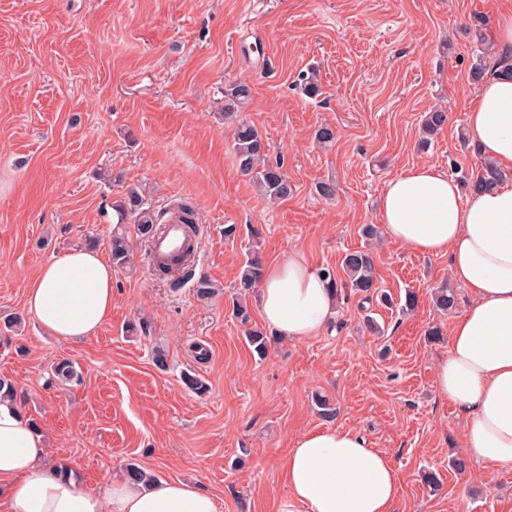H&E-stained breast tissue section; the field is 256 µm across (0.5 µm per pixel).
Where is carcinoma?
Returning a JSON list of instances; mask_svg holds the SVG:
<instances>
[{
  "mask_svg": "<svg viewBox=\"0 0 512 512\" xmlns=\"http://www.w3.org/2000/svg\"><path fill=\"white\" fill-rule=\"evenodd\" d=\"M498 62L480 56L479 63L473 65L468 73V80L478 84L489 72L493 71ZM252 99V88L246 82H235L224 89V118L233 124L231 149L240 172L249 177L258 190L271 200L286 199L293 194V188L287 175L282 171L280 163L269 161L266 142L257 127L241 116ZM448 122V113L433 110L424 118V128L430 135L438 133ZM507 179V174L490 163H484L481 172L475 177L464 176V182L470 192L486 190ZM113 208L118 214V222L112 228L109 241L112 265L126 268L132 263L130 243L126 231L127 219H133L135 230L140 238L149 242L159 234L162 225L145 199L136 191L115 202ZM252 248L242 265L235 288L239 296H246L260 286L264 275V262L259 254L260 232L257 228L250 229ZM343 273L350 287L354 288L363 299L371 301L378 288L373 259L369 252L363 250L350 251L342 260ZM193 291L197 299L206 301L218 293L214 283L201 276L195 281ZM434 304L442 311H448L456 305V294L452 288H441L434 294ZM247 339L250 347L260 357L265 356L270 345L266 332L259 328H249ZM53 377L64 384H79L82 376L74 363L63 359L52 368ZM184 387L198 395L208 393V385L194 372L185 371L181 376ZM124 479L132 484H146L154 476L136 463H127L123 469Z\"/></svg>",
  "mask_w": 512,
  "mask_h": 512,
  "instance_id": "cac0c4a2",
  "label": "carcinoma"
}]
</instances>
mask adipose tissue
Wrapping results in <instances>:
<instances>
[{
	"mask_svg": "<svg viewBox=\"0 0 512 512\" xmlns=\"http://www.w3.org/2000/svg\"><path fill=\"white\" fill-rule=\"evenodd\" d=\"M503 65L487 75L467 110V132L482 161L512 169V11L496 19L492 46ZM377 221L386 237L413 253L444 255L470 304L450 327L448 353L436 365L439 393L463 419L464 456L496 470L512 468V182L463 197L438 166H413L389 180ZM112 263L74 249L44 264L25 309L62 340L95 335L112 314ZM335 295L296 256L267 267L260 314L283 339L327 327ZM42 433L19 407L0 401V512H218L197 484L158 480L143 489L122 481L101 493L46 465ZM288 493L279 512H393L397 471L390 457L357 432L323 428L300 434L283 464Z\"/></svg>",
	"mask_w": 512,
	"mask_h": 512,
	"instance_id": "obj_1",
	"label": "adipose tissue"
}]
</instances>
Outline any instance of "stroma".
<instances>
[{
	"label": "stroma",
	"mask_w": 512,
	"mask_h": 512,
	"mask_svg": "<svg viewBox=\"0 0 512 512\" xmlns=\"http://www.w3.org/2000/svg\"><path fill=\"white\" fill-rule=\"evenodd\" d=\"M505 0H0V376L41 428L48 461L82 486L103 491L124 464L180 479L212 494L219 512H277L281 464L307 430L351 428L385 451L399 475L394 512H512V469L460 456L458 408L440 396L435 365L448 351L451 314L432 302L449 284L448 258L419 255L379 236L375 276L392 306L347 293L319 334L273 339L257 356L231 295L262 228L264 261L297 253L313 268L340 269L367 248L386 183L430 162L443 172L481 170L466 133L467 78L492 44ZM481 16L482 28L473 25ZM272 58L268 68L252 54ZM322 90L299 86L308 68ZM253 89L244 118L282 160L294 186L269 201L237 169L231 127L220 112L225 85ZM448 122L421 149L433 108ZM330 125L335 141L313 140ZM332 180L327 199L318 183ZM139 188L156 211L187 201L198 213L196 274L219 287L200 301L192 284L171 290L133 239V266L112 273V315L95 336L47 335L25 310L39 267L81 247L88 234L108 252L112 208ZM240 233L228 240L224 227ZM418 303L400 309L406 292ZM20 317L19 333L3 327ZM144 319L149 336L128 334ZM439 340H429L431 327ZM206 348L197 361L192 344ZM167 369L153 362L155 349ZM67 358L80 384L52 380ZM209 386L199 398L183 371ZM329 396L335 419L314 393ZM432 471L439 491L424 481Z\"/></svg>",
	"instance_id": "obj_1"
}]
</instances>
